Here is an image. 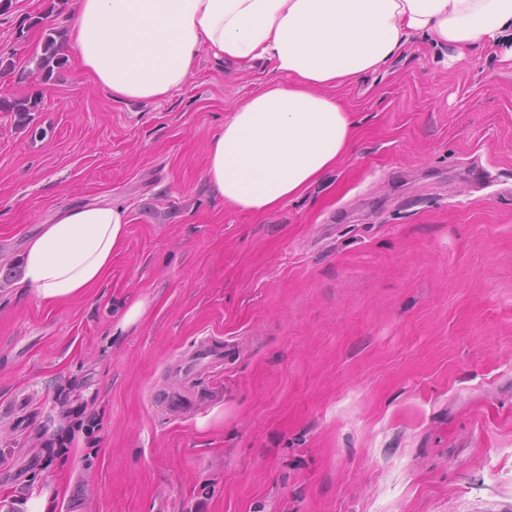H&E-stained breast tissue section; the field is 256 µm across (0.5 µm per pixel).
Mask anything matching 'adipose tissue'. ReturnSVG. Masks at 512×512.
Returning <instances> with one entry per match:
<instances>
[{
	"label": "adipose tissue",
	"instance_id": "ef3b65f1",
	"mask_svg": "<svg viewBox=\"0 0 512 512\" xmlns=\"http://www.w3.org/2000/svg\"><path fill=\"white\" fill-rule=\"evenodd\" d=\"M512 32V0H75L67 51L113 98L159 101L201 53L261 62L273 77L211 140L206 177L226 205L267 213L321 180L357 125L332 90L377 71L414 38L469 50ZM127 212L86 205L32 238L22 281L55 304L112 268Z\"/></svg>",
	"mask_w": 512,
	"mask_h": 512
}]
</instances>
